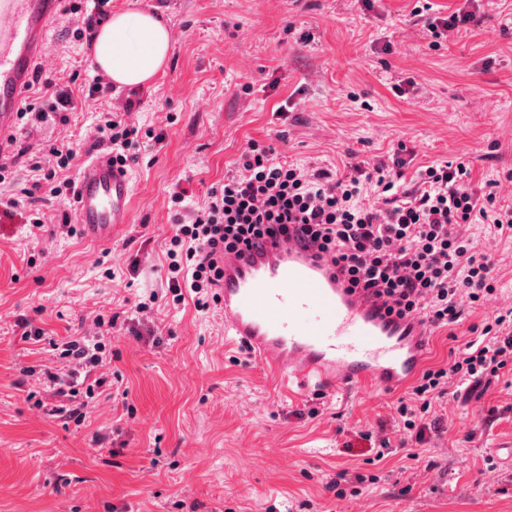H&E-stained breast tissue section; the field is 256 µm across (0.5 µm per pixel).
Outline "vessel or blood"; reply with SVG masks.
I'll return each mask as SVG.
<instances>
[{"label":"vessel or blood","instance_id":"obj_1","mask_svg":"<svg viewBox=\"0 0 512 512\" xmlns=\"http://www.w3.org/2000/svg\"><path fill=\"white\" fill-rule=\"evenodd\" d=\"M63 0H0V150L50 47ZM132 177L103 152L81 168L76 211L82 236L108 243L128 223ZM224 325L271 372L326 387L390 391L410 382L429 354L419 319L391 322L380 302L348 291L330 259L295 238L228 252Z\"/></svg>","mask_w":512,"mask_h":512}]
</instances>
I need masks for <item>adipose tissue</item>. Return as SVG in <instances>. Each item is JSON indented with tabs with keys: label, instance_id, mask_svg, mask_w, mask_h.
I'll return each mask as SVG.
<instances>
[{
	"label": "adipose tissue",
	"instance_id": "obj_1",
	"mask_svg": "<svg viewBox=\"0 0 512 512\" xmlns=\"http://www.w3.org/2000/svg\"><path fill=\"white\" fill-rule=\"evenodd\" d=\"M170 33L152 9L141 6L113 15L93 46L96 65L120 87L147 84L164 66Z\"/></svg>",
	"mask_w": 512,
	"mask_h": 512
}]
</instances>
